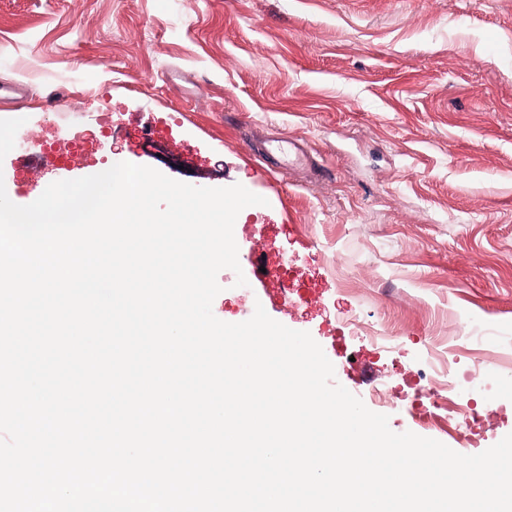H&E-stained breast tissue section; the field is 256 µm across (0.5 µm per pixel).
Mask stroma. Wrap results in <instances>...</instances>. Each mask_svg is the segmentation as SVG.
<instances>
[{
  "label": "stroma",
  "instance_id": "1",
  "mask_svg": "<svg viewBox=\"0 0 512 512\" xmlns=\"http://www.w3.org/2000/svg\"><path fill=\"white\" fill-rule=\"evenodd\" d=\"M13 82L27 90L0 119L29 137L109 126L87 172L130 162L266 198L236 219L241 269L218 274V319L260 305L309 332L393 432L472 455L512 433L507 358L473 396L499 418L472 443L459 423L415 420L402 381L512 352V0H0V85ZM282 139L308 162L255 155ZM27 154L14 147L0 181L30 203L69 174L31 177ZM277 261L329 296L284 311L268 295ZM342 312L362 332L339 329ZM465 319L488 322L497 350L455 343ZM380 328L396 343L368 356ZM383 383L387 404L370 395Z\"/></svg>",
  "mask_w": 512,
  "mask_h": 512
}]
</instances>
